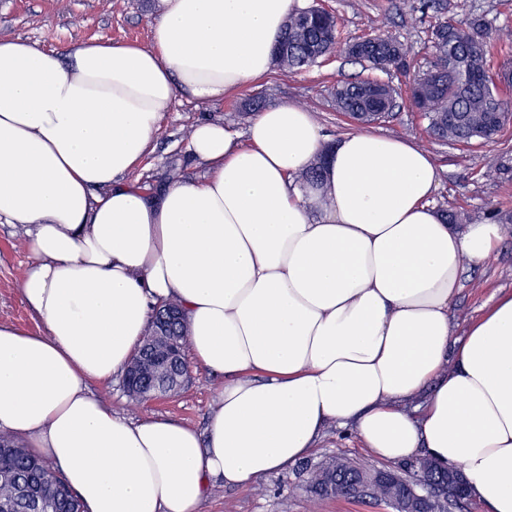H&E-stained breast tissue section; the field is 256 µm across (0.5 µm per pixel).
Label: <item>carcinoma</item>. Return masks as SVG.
<instances>
[{
	"mask_svg": "<svg viewBox=\"0 0 512 512\" xmlns=\"http://www.w3.org/2000/svg\"><path fill=\"white\" fill-rule=\"evenodd\" d=\"M455 21L445 19L432 32V51L440 68L425 83L412 85L410 104L428 119L430 135L441 141L471 144L502 131V123H493V113L509 112V103L491 82L486 67V54L491 41L509 38L512 33L496 29L481 17L465 25L472 37L454 42L449 37ZM338 22L334 15L318 7L288 17L274 52L275 63L289 70L309 68L336 48ZM347 55L369 67L389 73L405 67L406 52L397 41L382 37L364 39L347 46ZM376 83L369 80L345 81L337 85L336 107L345 115L355 117L369 112L379 98ZM178 310L165 304L155 312L151 331H160L186 349L185 324L174 319ZM135 358L126 371L125 390L131 399L144 402V388L153 387L161 394L171 388L174 377L188 374L182 359L167 366L141 367ZM450 471L423 460L410 476L399 475L391 483L378 478L377 472L354 466L342 457H331L308 470L307 490L318 499L352 497L362 484L369 485L367 497L380 501L395 496L407 499L414 485L424 482L439 486L448 482ZM459 476V473L452 474ZM52 504L47 512H68L79 503L57 472L46 462L32 456L24 447L0 436V512H39L38 504Z\"/></svg>",
	"mask_w": 512,
	"mask_h": 512,
	"instance_id": "1",
	"label": "carcinoma"
}]
</instances>
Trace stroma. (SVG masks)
<instances>
[{"label":"stroma","mask_w":512,"mask_h":512,"mask_svg":"<svg viewBox=\"0 0 512 512\" xmlns=\"http://www.w3.org/2000/svg\"><path fill=\"white\" fill-rule=\"evenodd\" d=\"M309 5L334 13L339 20L340 42L335 50L310 70L288 72L273 69L265 79L249 83L235 93L206 105L177 98L164 113L149 154L134 177L140 185L164 180L170 168L180 178L199 179L203 168L193 164L188 150L189 133L198 121L224 124L245 135L251 119L247 106L253 96L265 106L295 104L312 112L328 142L357 130L336 109L331 95L342 80L373 77V70L349 61L346 42L383 34L396 38L409 49L407 71L392 74L398 89V105L392 114L372 124V131L407 139L429 151L441 169V182L433 194L438 209L458 213L463 223L479 224L495 215L504 235L496 258L487 264L465 267L462 287L450 309L456 335L500 293L512 292V124L495 142L461 145L432 139L428 121L411 108L407 92L410 81L432 59L430 34L438 19L466 21L481 17L493 27L512 30V0H439V9H427L423 0H308ZM158 0H0V32L18 36L58 51L71 43L92 38L115 42L151 44V26ZM29 254L21 244L19 227L0 224V321L20 329L38 331L41 325L25 304L20 282ZM220 379L201 367L191 366L190 380L173 397L133 406L122 383L94 385L96 394L111 402L118 414L132 419L162 417L197 430H204ZM339 456L370 469L406 472L407 462H387L363 448L346 429L328 425L307 456L309 465ZM298 468L273 473L248 486L227 487L216 483L201 506V512H392L369 500L312 499Z\"/></svg>","instance_id":"stroma-1"}]
</instances>
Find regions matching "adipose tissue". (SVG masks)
I'll return each mask as SVG.
<instances>
[{"mask_svg":"<svg viewBox=\"0 0 512 512\" xmlns=\"http://www.w3.org/2000/svg\"><path fill=\"white\" fill-rule=\"evenodd\" d=\"M306 0H159L152 43L66 51L0 34V224L42 324L0 322V434L50 462L85 512H199L310 453L328 423L376 457L461 471L512 512V292L455 336L460 273L500 225L447 223L429 152L370 131L334 145L308 110L258 112L246 140L197 122L200 180H132L178 96L268 75ZM321 162L318 183L300 175ZM183 310L223 375L205 434L129 420L89 389L124 373L155 306Z\"/></svg>","mask_w":512,"mask_h":512,"instance_id":"ef3b65f1","label":"adipose tissue"}]
</instances>
